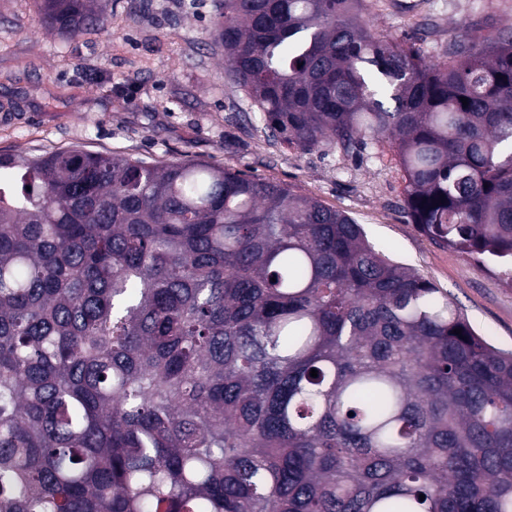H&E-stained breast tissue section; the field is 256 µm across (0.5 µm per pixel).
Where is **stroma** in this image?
I'll list each match as a JSON object with an SVG mask.
<instances>
[{
  "label": "stroma",
  "mask_w": 512,
  "mask_h": 512,
  "mask_svg": "<svg viewBox=\"0 0 512 512\" xmlns=\"http://www.w3.org/2000/svg\"><path fill=\"white\" fill-rule=\"evenodd\" d=\"M372 2L363 15L370 30L410 37L432 61L469 25H512V0H433L411 15L392 0ZM107 13L108 29L72 40L47 26L37 0H0V154L78 147L152 164L199 160L283 183L353 217L512 349V286L403 218V173L389 146L346 157L268 141L211 46L214 0H110Z\"/></svg>",
  "instance_id": "1"
}]
</instances>
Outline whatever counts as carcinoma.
I'll list each match as a JSON object with an SVG mask.
<instances>
[{
	"label": "carcinoma",
	"mask_w": 512,
	"mask_h": 512,
	"mask_svg": "<svg viewBox=\"0 0 512 512\" xmlns=\"http://www.w3.org/2000/svg\"><path fill=\"white\" fill-rule=\"evenodd\" d=\"M366 7L215 0L212 42L272 144H388L407 220L512 282V28L430 63ZM0 512H512V350L290 186L0 155Z\"/></svg>",
	"instance_id": "1"
}]
</instances>
